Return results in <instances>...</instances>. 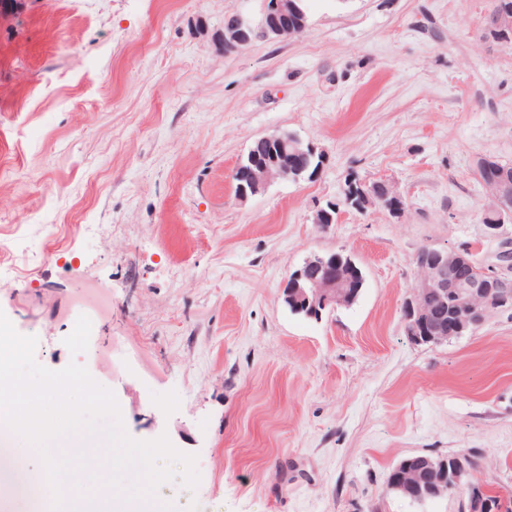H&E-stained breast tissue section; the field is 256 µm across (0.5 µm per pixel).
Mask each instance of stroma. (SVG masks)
Here are the masks:
<instances>
[{
    "label": "stroma",
    "mask_w": 512,
    "mask_h": 512,
    "mask_svg": "<svg viewBox=\"0 0 512 512\" xmlns=\"http://www.w3.org/2000/svg\"><path fill=\"white\" fill-rule=\"evenodd\" d=\"M260 5L0 0V313L39 365L110 388L129 436L197 455L196 488L114 512H459L463 492L389 491L418 454L473 456L468 484L512 500V309L433 347L403 320L420 249L496 262L476 164H512V48L481 36L491 0H310L303 34L225 51V16ZM283 132L323 170L237 200L239 159ZM351 174L392 182L402 218L314 224ZM332 252L360 297L292 314L285 282Z\"/></svg>",
    "instance_id": "obj_1"
}]
</instances>
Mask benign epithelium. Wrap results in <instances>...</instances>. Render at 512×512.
<instances>
[{"instance_id":"7a95c632","label":"benign epithelium","mask_w":512,"mask_h":512,"mask_svg":"<svg viewBox=\"0 0 512 512\" xmlns=\"http://www.w3.org/2000/svg\"><path fill=\"white\" fill-rule=\"evenodd\" d=\"M294 0H263L258 18L234 13L224 18V50L232 51L250 44V33L260 30L263 38L277 40L298 34L307 23L293 17ZM512 26V18L498 11L489 13L482 35L486 39L500 40L504 30ZM267 143L279 142L283 153H312L317 147L296 137L288 145L282 137H261ZM481 181L491 193L486 211L491 216L483 225L484 237L497 240L502 249L508 250L507 260L500 265L512 271V236H507L506 226L512 223V210L503 206V201L512 197V179L505 176L498 163L490 159L480 161ZM288 178V161L238 162L233 175L235 196L244 201L263 191L272 181ZM364 206H382L390 195H397L393 184L387 181L362 183ZM413 263L419 278L412 286L411 297L405 302V321L408 323L410 339L417 344L438 345L446 338V323L427 317L420 308L419 298L435 292L442 298L452 300L451 319L459 324L457 332L480 326L492 310L512 307V277L499 273L480 263L472 247L448 252L435 248H424L414 257ZM286 298L298 309L306 310L308 316L316 317L326 308L334 309L348 304L355 298L358 289L351 286L350 271L336 255L328 258L315 257L305 261L294 271L286 285ZM467 469L463 461L453 472L443 470L440 485L450 489L460 486Z\"/></svg>"}]
</instances>
